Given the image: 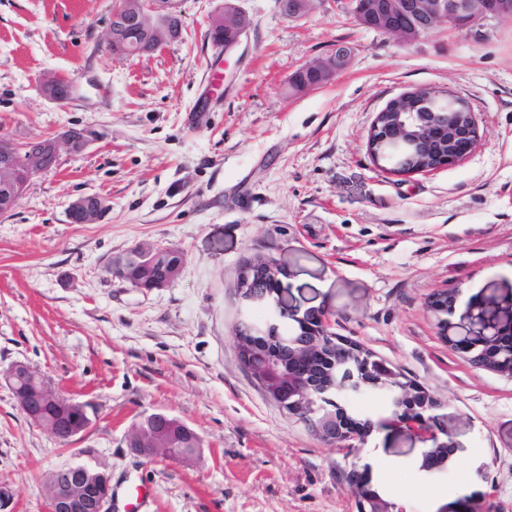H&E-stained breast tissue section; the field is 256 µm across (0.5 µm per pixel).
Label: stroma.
<instances>
[{
	"mask_svg": "<svg viewBox=\"0 0 512 512\" xmlns=\"http://www.w3.org/2000/svg\"><path fill=\"white\" fill-rule=\"evenodd\" d=\"M223 0H182L181 40L118 57L113 0H0V136L23 143L65 127L94 137L61 154L0 216V370L23 362L90 407L62 443L0 383V512H47L59 467L143 477L146 512H358L346 475L403 512H512V378L475 366L440 334L434 293L512 291V20L447 26L414 41L362 27L348 0L298 19L275 0H236L253 26L226 52L207 31ZM348 65L298 95L288 80L338 46ZM78 87L63 104L45 76ZM473 106L479 141L459 165L404 177L375 166L376 114L421 88ZM109 211L74 224L76 198ZM137 245L184 254L177 279L144 291L107 265ZM274 255L289 305L328 311L332 330L437 399L453 450L396 427L357 450L308 429L240 363V266ZM167 412L199 455L131 452L141 415Z\"/></svg>",
	"mask_w": 512,
	"mask_h": 512,
	"instance_id": "1",
	"label": "stroma"
}]
</instances>
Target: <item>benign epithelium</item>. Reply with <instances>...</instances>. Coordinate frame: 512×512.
Wrapping results in <instances>:
<instances>
[{"label":"benign epithelium","instance_id":"1","mask_svg":"<svg viewBox=\"0 0 512 512\" xmlns=\"http://www.w3.org/2000/svg\"><path fill=\"white\" fill-rule=\"evenodd\" d=\"M182 0H134L132 3L112 14L109 37L124 26L133 24L145 33L148 44L159 48L177 39L182 30ZM351 12L361 26L397 36L404 40H416L431 32L441 24L448 28L463 31L487 19H512V0H383L376 13L373 24L366 23L364 10L359 0H351ZM252 27L248 14L240 7L224 12V28L231 35L224 41V51L239 46ZM349 61L346 52H334L325 58H316L303 64L299 71L313 76L312 80L301 83L304 91L318 88L324 76L339 71ZM43 96L55 103L63 104L70 100L77 88L73 82L59 75H50L41 83ZM454 102L456 110L435 112L433 106L441 99ZM400 99L407 106L396 112L377 114L368 138V152L376 165H381L386 143L404 144L411 151H417L421 145L433 146L430 155L435 159L429 167L412 168L400 172L402 176L429 173L452 167L463 162L475 149L478 142V125L472 105L465 100H457L451 94L422 92L419 89L406 92ZM92 136L89 131L68 127L59 134L41 138L26 144H17L11 139L0 137V215L9 213L26 191L31 180L41 172L51 168L61 153L80 154L87 150ZM107 210L105 200L88 202L81 196L69 206V217L76 224H96ZM173 252L169 247L139 245L133 251L123 255L120 263L134 262L140 278L139 288L153 290L164 288L168 283L159 280L155 268L159 258ZM242 286L237 292L240 304L242 326L251 329L246 322L250 309L261 304L268 309L269 318L256 327L257 334L264 333L270 327H279L287 319H294L304 327L307 335L319 339L326 337L334 340L331 320L324 310L309 309L303 313L290 310L282 304L281 288L259 291L254 283L266 280V273L244 264L239 274ZM480 322L479 336H495L503 328L512 331V298L504 296L493 302L483 295L469 298L455 323L440 320L441 330L448 343L469 354L474 347L460 342L470 335L472 322ZM258 355L265 361V371L255 376V381L264 392L281 406L295 413L296 401L293 398L283 400L278 392L270 388L272 375L280 372L279 361L262 344H257ZM32 376L36 388L34 399L17 400L20 410L36 426L50 435L66 442L83 435L91 426L92 419L86 403L71 399L65 408L56 405L57 391L41 374L23 362H15L0 372V380L8 387L14 386L19 376ZM371 381L347 371V376L338 385L331 383L325 391L346 392V397L356 399ZM426 405L410 404V408L400 413L384 425L395 424L412 428L419 441L428 448L442 446L438 417L426 414ZM314 430L320 436L338 443L355 447V443L364 442L366 434L361 427H354L342 420L334 410L323 407L313 422ZM191 435V428L179 418L167 413L157 412L144 416L129 437V448L137 454L151 457L178 458L177 440ZM95 467L88 464H69L52 474V488L49 499V512H108L112 495V476L105 470L96 471V499L89 503L85 500L84 489ZM396 506L377 496L363 500L362 512H395Z\"/></svg>","mask_w":512,"mask_h":512}]
</instances>
